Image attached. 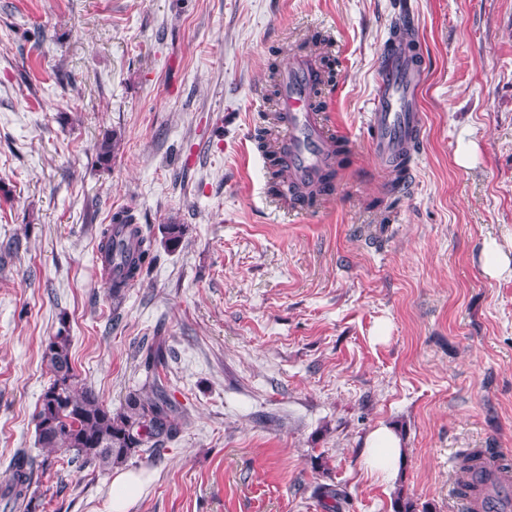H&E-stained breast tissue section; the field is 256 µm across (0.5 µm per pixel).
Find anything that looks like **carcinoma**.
I'll return each instance as SVG.
<instances>
[{"mask_svg":"<svg viewBox=\"0 0 512 512\" xmlns=\"http://www.w3.org/2000/svg\"><path fill=\"white\" fill-rule=\"evenodd\" d=\"M388 52L410 63L421 61L417 35L406 13L392 22ZM118 146L117 134H105L97 145L99 165L110 166ZM261 147L270 161L271 190L293 202L305 199L311 205L319 203L326 187L336 183L342 170L341 155L346 151V144H336L331 152L336 163L327 166L319 182L298 186L290 182L288 169L278 165L267 132L262 135ZM162 235L165 244L175 249L182 243L185 227L175 222L164 224ZM99 251L106 255L117 252L122 257L121 275L106 273L107 288L116 305L121 304L127 288L156 260L150 229L138 224L135 215L128 210L116 213L111 223L102 227ZM70 346V336L61 328L45 343L42 361L51 375V382L35 414L37 444L42 453L33 456L21 449L13 455L9 475L0 482V503L4 504L6 512H31L35 498V492L31 491L34 477L53 464L57 452L72 453L71 461L81 468L93 466L108 471L140 451L154 452L165 447L179 434L188 418L161 381V372L167 367L165 343L156 341L145 349L143 387L128 394L116 411L106 406L94 390L76 387ZM482 460H491L502 469H509L492 448L462 454L456 479L459 497L468 498L475 491L471 477ZM314 496L326 512H340L341 492L336 486L319 484Z\"/></svg>","mask_w":512,"mask_h":512,"instance_id":"1","label":"carcinoma"}]
</instances>
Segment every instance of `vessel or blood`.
I'll list each match as a JSON object with an SVG mask.
<instances>
[{"instance_id":"1","label":"vessel or blood","mask_w":512,"mask_h":512,"mask_svg":"<svg viewBox=\"0 0 512 512\" xmlns=\"http://www.w3.org/2000/svg\"><path fill=\"white\" fill-rule=\"evenodd\" d=\"M320 72L316 56L297 54L280 78L279 124L285 135L278 142V150L283 164L299 183L316 181L330 149L326 117L315 111L309 96ZM419 91L414 66L394 58L382 62L370 116L373 152L381 165H388L401 140L422 137L424 118L419 110Z\"/></svg>"}]
</instances>
